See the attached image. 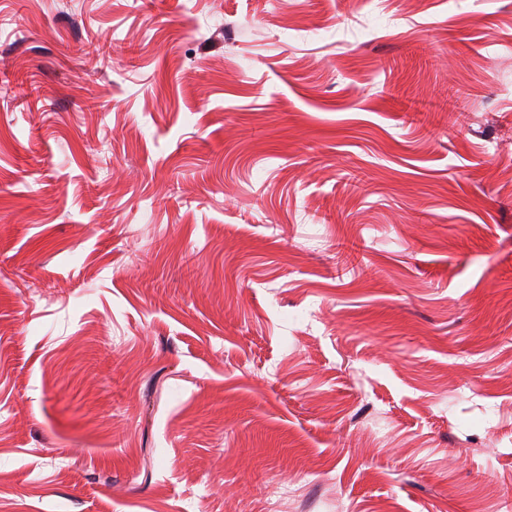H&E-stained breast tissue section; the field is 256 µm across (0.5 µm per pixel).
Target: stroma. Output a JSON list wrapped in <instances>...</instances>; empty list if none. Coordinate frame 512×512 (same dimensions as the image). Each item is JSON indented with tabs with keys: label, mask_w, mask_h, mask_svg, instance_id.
<instances>
[{
	"label": "stroma",
	"mask_w": 512,
	"mask_h": 512,
	"mask_svg": "<svg viewBox=\"0 0 512 512\" xmlns=\"http://www.w3.org/2000/svg\"><path fill=\"white\" fill-rule=\"evenodd\" d=\"M0 512H512V0H0Z\"/></svg>",
	"instance_id": "stroma-1"
}]
</instances>
